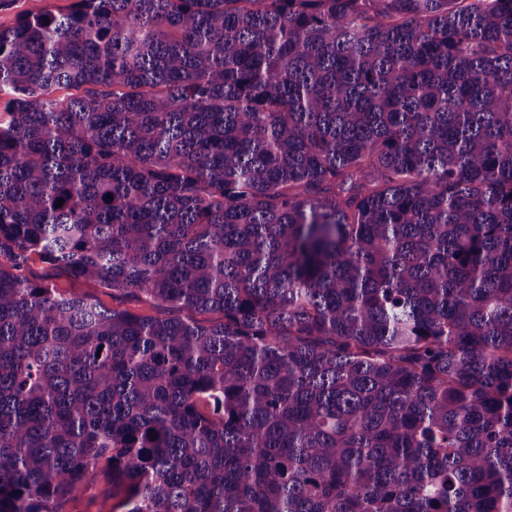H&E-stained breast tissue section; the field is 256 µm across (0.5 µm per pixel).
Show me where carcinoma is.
<instances>
[{
	"label": "carcinoma",
	"mask_w": 512,
	"mask_h": 512,
	"mask_svg": "<svg viewBox=\"0 0 512 512\" xmlns=\"http://www.w3.org/2000/svg\"><path fill=\"white\" fill-rule=\"evenodd\" d=\"M4 90L0 512H512V0H76ZM28 276L42 284L57 288L58 291L75 294H86L108 308L127 309L142 315H152L154 309L144 301H138L119 291L112 292L100 284L86 283L74 279L68 271L33 256L27 267ZM109 496L108 505L117 503L122 494L112 499V473L101 467L90 472L86 478V490L65 501L63 512H97L101 500Z\"/></svg>",
	"instance_id": "carcinoma-1"
}]
</instances>
